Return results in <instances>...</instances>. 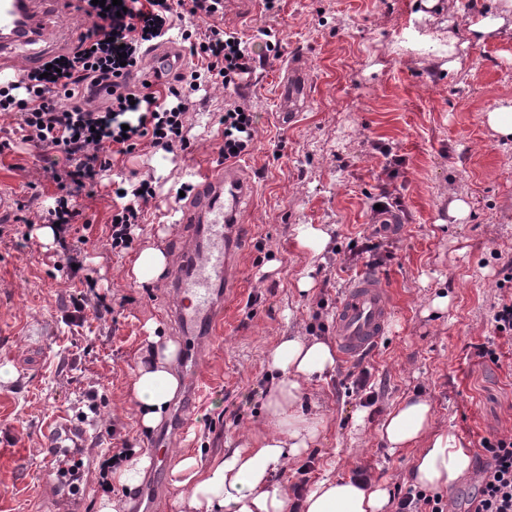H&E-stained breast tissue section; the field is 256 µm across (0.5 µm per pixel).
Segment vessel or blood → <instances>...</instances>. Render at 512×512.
Instances as JSON below:
<instances>
[{
    "instance_id": "vessel-or-blood-1",
    "label": "vessel or blood",
    "mask_w": 512,
    "mask_h": 512,
    "mask_svg": "<svg viewBox=\"0 0 512 512\" xmlns=\"http://www.w3.org/2000/svg\"><path fill=\"white\" fill-rule=\"evenodd\" d=\"M68 22L65 11L58 12L53 22H46L37 0H0V80L43 62L39 56L17 54V44L58 41ZM289 76V84L281 89L279 120L284 124L295 119V107L305 93L301 71L290 68ZM249 190L237 164L221 162L201 173L192 204L177 209L178 223L201 227V237L190 245L185 259L171 264L170 277L176 288L172 315L185 336L184 360L200 356L205 342L219 329L216 313L223 306L221 291L234 287L239 246L250 233L249 225L238 221ZM391 310V294L378 276L360 273L336 309L335 339L340 354L356 361L375 350L387 332ZM75 434L70 420L58 421L51 433L49 459H56L64 441Z\"/></svg>"
}]
</instances>
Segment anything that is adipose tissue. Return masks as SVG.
<instances>
[{
    "label": "adipose tissue",
    "instance_id": "adipose-tissue-1",
    "mask_svg": "<svg viewBox=\"0 0 512 512\" xmlns=\"http://www.w3.org/2000/svg\"><path fill=\"white\" fill-rule=\"evenodd\" d=\"M150 342L132 382L131 410L144 431L157 427L179 389L172 371L176 345L156 336ZM335 365L336 353L322 338L292 334L275 341L266 361L271 390L261 428L239 448L206 457L186 452L173 457V485L187 495L192 512H388V489L363 488L328 473L309 488L296 510L288 485L275 479L286 463L298 461L317 441L323 420L302 409L301 397L313 377ZM432 418L430 401L412 396L387 411L380 432L394 452L420 445L413 482L436 491L471 478L474 469L469 449L447 432L434 430Z\"/></svg>",
    "mask_w": 512,
    "mask_h": 512
}]
</instances>
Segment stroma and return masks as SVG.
I'll return each mask as SVG.
<instances>
[{
    "label": "stroma",
    "instance_id": "35a3bbf8",
    "mask_svg": "<svg viewBox=\"0 0 512 512\" xmlns=\"http://www.w3.org/2000/svg\"><path fill=\"white\" fill-rule=\"evenodd\" d=\"M421 0H224V27L251 46L276 30L280 59L257 64L238 92L212 85L185 117L189 147L178 156L141 147L112 158L107 181L152 180L156 196L132 246L112 252L107 240L112 196L106 185L77 200L86 230L75 247L98 277L111 315L87 303L70 322L79 282L61 267L54 239L44 238L55 187L43 176L38 149L21 143L13 115L0 114V512H97L100 471L112 441L152 454L156 431H139L130 411L131 383L149 333L181 342L171 317L168 276L138 285L130 261L157 243L176 257L192 224L175 221V195L189 169L216 163L224 143L220 118L241 104L258 117L256 149L241 160L252 194L241 212L251 227L238 260L236 288L224 300L222 330L206 351V397L174 449L209 454L244 445L262 421L270 381L265 359L275 337L298 333L333 340L337 305L365 269L378 272L392 297L386 336L361 365L378 400L354 435L361 406L352 362L311 383L305 406L324 420L306 458L309 481L325 471L348 478L363 468L390 487L409 489L416 451L391 453L379 433L383 413L408 394L430 399L435 429L480 455L482 438L512 433V342L495 338L492 317L512 262V140L487 124L488 112L512 102V42L479 40L474 0L425 12ZM452 48L450 59L433 51ZM298 63L307 103L295 121L277 120L285 68ZM400 156L389 175L391 156ZM387 185L403 218L397 234H373L372 196ZM468 212L449 215L453 200ZM302 224L328 227L330 242L312 255L297 239ZM28 244H21L23 233ZM315 282L303 295L304 271ZM449 295L447 312L430 311ZM495 339L493 364L476 348ZM82 426L95 448L77 489L51 475L48 436L60 419Z\"/></svg>",
    "mask_w": 512,
    "mask_h": 512
}]
</instances>
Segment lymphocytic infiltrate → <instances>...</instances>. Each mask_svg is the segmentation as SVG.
<instances>
[{
    "instance_id": "lymphocytic-infiltrate-1",
    "label": "lymphocytic infiltrate",
    "mask_w": 512,
    "mask_h": 512,
    "mask_svg": "<svg viewBox=\"0 0 512 512\" xmlns=\"http://www.w3.org/2000/svg\"><path fill=\"white\" fill-rule=\"evenodd\" d=\"M187 15L202 23L203 33L176 27ZM90 16L92 26L77 48L59 55L56 78L36 69L0 82V112L17 116L22 143L43 152L44 171L57 190L49 220L65 253L69 236L79 232L76 198L101 183L112 154L133 153L144 141L167 154L186 150L185 115L192 96L216 82L238 89L256 64L246 42L225 30L224 0H122L105 9L92 6ZM173 31L189 43L198 63L177 73L166 94L144 91L133 82L142 48ZM222 122L221 158L250 155L256 113L229 109ZM154 196L148 180L124 188L123 204L112 211V250L131 247ZM481 447L485 456L467 512H512V436L482 439Z\"/></svg>"
}]
</instances>
